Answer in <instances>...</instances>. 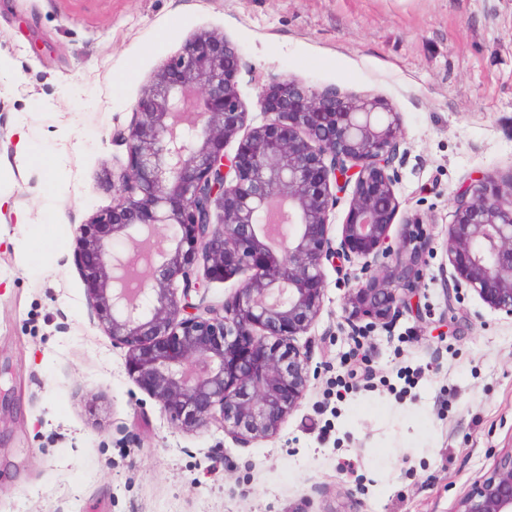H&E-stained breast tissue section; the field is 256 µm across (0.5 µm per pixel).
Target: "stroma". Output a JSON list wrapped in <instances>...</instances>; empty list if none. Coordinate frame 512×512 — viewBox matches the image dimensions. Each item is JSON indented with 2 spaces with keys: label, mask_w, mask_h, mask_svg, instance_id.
Wrapping results in <instances>:
<instances>
[{
  "label": "stroma",
  "mask_w": 512,
  "mask_h": 512,
  "mask_svg": "<svg viewBox=\"0 0 512 512\" xmlns=\"http://www.w3.org/2000/svg\"><path fill=\"white\" fill-rule=\"evenodd\" d=\"M198 32L241 54L248 126L289 77L391 103L401 211L436 242L418 313L360 336L357 269L326 266L295 338L315 374L249 443L136 385L74 260L127 164L115 131ZM481 172H512V0H0V512H454L512 446V319L453 290L442 248Z\"/></svg>",
  "instance_id": "1"
}]
</instances>
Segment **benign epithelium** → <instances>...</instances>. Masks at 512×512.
Returning <instances> with one entry per match:
<instances>
[{
  "instance_id": "1",
  "label": "benign epithelium",
  "mask_w": 512,
  "mask_h": 512,
  "mask_svg": "<svg viewBox=\"0 0 512 512\" xmlns=\"http://www.w3.org/2000/svg\"><path fill=\"white\" fill-rule=\"evenodd\" d=\"M241 66L235 47L203 32L160 66L117 132L128 162L112 173V207L79 225L75 257L98 325L127 349L138 387L186 429L214 423L250 441L274 437L308 386L294 337L322 309L325 265L361 263L345 295L358 335L419 311L432 238L399 217L391 104L290 78L261 87L264 120L249 129ZM349 187L335 246L329 214ZM159 225L170 234L140 247L133 230ZM120 238L132 243L126 254L112 250ZM443 250L454 288L512 318V173L460 186ZM235 275L222 311L195 313L192 293ZM456 512H512V451Z\"/></svg>"
}]
</instances>
